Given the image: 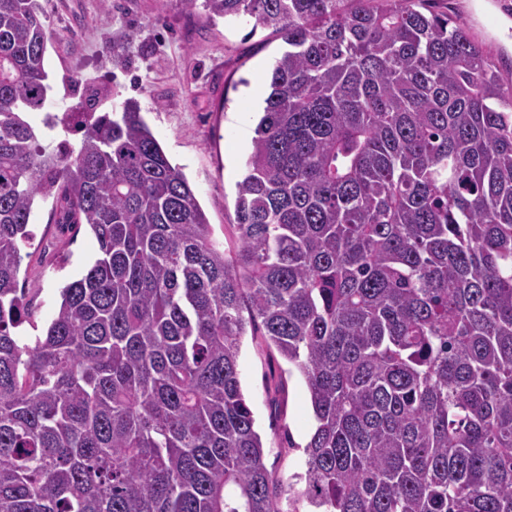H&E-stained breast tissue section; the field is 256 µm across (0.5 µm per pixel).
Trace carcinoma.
Listing matches in <instances>:
<instances>
[{
    "label": "carcinoma",
    "mask_w": 512,
    "mask_h": 512,
    "mask_svg": "<svg viewBox=\"0 0 512 512\" xmlns=\"http://www.w3.org/2000/svg\"><path fill=\"white\" fill-rule=\"evenodd\" d=\"M183 3L288 45L229 250L136 102L45 142L46 11L0 0V512H284L246 335L309 394L289 505L512 512V84L432 0ZM51 197L98 254L21 345Z\"/></svg>",
    "instance_id": "obj_1"
}]
</instances>
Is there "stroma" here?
<instances>
[{
    "label": "stroma",
    "instance_id": "1",
    "mask_svg": "<svg viewBox=\"0 0 512 512\" xmlns=\"http://www.w3.org/2000/svg\"><path fill=\"white\" fill-rule=\"evenodd\" d=\"M53 33L46 69L53 87L43 111L28 121L43 127L79 102L85 86L119 103L139 102L172 165L195 187L214 238L232 244L236 184L245 171L254 129L268 93L266 76L285 51L280 37L188 12L182 0H43ZM458 14L482 42L504 79L512 78V0H436ZM60 206L39 203L21 246L19 285L33 317L16 330L32 342L54 315L59 291L77 280L98 244L87 225L59 224ZM244 395L268 445L265 463L287 484L300 472L315 425L302 377L278 354L244 340L239 361Z\"/></svg>",
    "mask_w": 512,
    "mask_h": 512
}]
</instances>
